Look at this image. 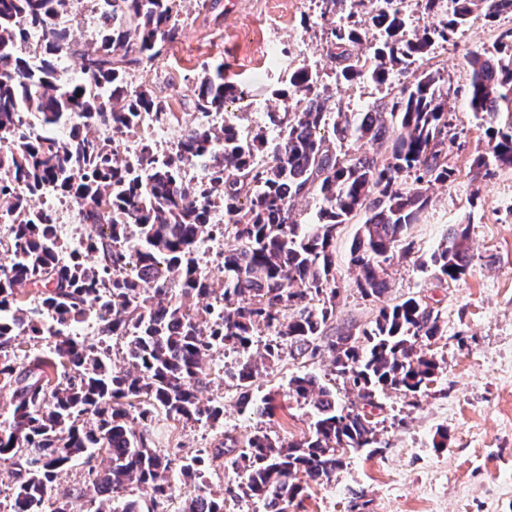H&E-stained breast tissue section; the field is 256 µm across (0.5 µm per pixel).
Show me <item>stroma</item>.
Masks as SVG:
<instances>
[{
	"instance_id": "35a3bbf8",
	"label": "stroma",
	"mask_w": 512,
	"mask_h": 512,
	"mask_svg": "<svg viewBox=\"0 0 512 512\" xmlns=\"http://www.w3.org/2000/svg\"><path fill=\"white\" fill-rule=\"evenodd\" d=\"M322 8V0H213L207 9L198 8L195 0H182L178 40L150 72L131 73L128 81L134 87L149 83L167 98L179 131L195 120L191 90L205 64L223 66L227 78L271 109L279 105L273 90L302 64L316 73L318 88L356 110L399 91L393 76L383 84L336 80L326 41L332 22L345 16L346 5L338 0L329 19L322 17ZM511 26L505 19L490 23L476 14L447 45L432 48L429 64L452 89L448 118L458 146L450 152L449 163L455 174L432 187L423 221L410 230L415 254L393 261L381 302L363 299L352 285L350 246L358 221L342 225L336 234L340 295L333 329L371 321L383 303L427 298L439 309L445 327L431 344L441 366L439 376L416 398L381 395V453L351 456L333 482L311 484L290 512H512V168L487 173L474 163L487 146L486 128L511 121L512 114L477 116L464 98L471 54L493 48ZM273 42L294 45L298 56L268 63ZM464 223L470 226L469 271L458 282L438 281L419 259L437 248L450 226ZM224 362L223 355L214 356L208 384L200 393L201 400L223 404L220 423H159L158 447L211 449L224 435L240 437L258 428L286 440L307 432L310 420L303 406L291 405L271 418L240 413L239 392L225 378ZM304 367L338 387L342 402H354V394L342 390L326 354L308 363L284 357L256 378L253 395L287 393L289 377ZM442 427L448 430V445L439 448L436 432Z\"/></svg>"
}]
</instances>
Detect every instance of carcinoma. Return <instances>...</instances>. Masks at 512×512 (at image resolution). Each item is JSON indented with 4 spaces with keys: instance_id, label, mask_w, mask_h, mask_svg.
I'll return each instance as SVG.
<instances>
[{
    "instance_id": "1",
    "label": "carcinoma",
    "mask_w": 512,
    "mask_h": 512,
    "mask_svg": "<svg viewBox=\"0 0 512 512\" xmlns=\"http://www.w3.org/2000/svg\"><path fill=\"white\" fill-rule=\"evenodd\" d=\"M75 0H0V389L12 390L0 421V461L14 466L9 512H165L172 478L194 486L179 512H224L226 498L257 502L263 512H288L302 495L301 478L328 484L346 455L379 451L377 423L365 408L383 409L388 391L412 397L433 384L440 364L431 352L443 336L440 311L409 297L379 308L355 331L329 334L336 317L334 241L338 228L361 215L350 249L353 285L374 302L387 291V267L413 252L409 232L430 203L429 189L448 181V97L439 71L424 66L432 47L466 26L476 12L490 22L512 0H451L438 25L406 37L398 0H357L373 8L368 27L330 29L336 80L377 83L397 73L403 87L359 112L314 90L306 65L273 92L295 100L267 113L278 129L241 133L228 112L247 91L205 69L193 88L197 122L174 149L159 154L142 138L136 152L123 139L148 121L171 116L169 102L128 76L153 66L181 32L179 0H99L103 22L94 45L78 51L67 25ZM382 38L370 58L351 47L369 33ZM77 54L81 76L63 59ZM467 106L474 114L512 112V30L492 52L472 55ZM105 135H93V130ZM479 168L512 167V123L486 130ZM353 142L384 153L349 152ZM194 163L202 176L187 181ZM413 176V185L399 181ZM52 188L76 202L85 241L60 257L52 210L30 199ZM319 202L302 224L295 202ZM224 212V223L210 215ZM232 240L216 283L197 261V244L215 232ZM470 225L457 224L423 264L439 281L465 278ZM38 301H27L30 293ZM206 301L198 307L199 300ZM92 325L94 338L79 333ZM270 332L260 360L248 355L225 372L242 390L241 412L272 416L286 408L276 396H249L261 367L326 351L343 385L361 405L346 407L312 373L293 376L287 397L311 408L309 433L298 440L253 431L225 437L203 455L159 448L163 420L213 425L224 407L200 402L207 362L217 349L248 351ZM128 367L112 366V341ZM28 350L20 356L22 345ZM236 474L215 492L207 473L231 449ZM82 460L87 477L56 492L59 473ZM151 489L149 501L127 496Z\"/></svg>"
}]
</instances>
